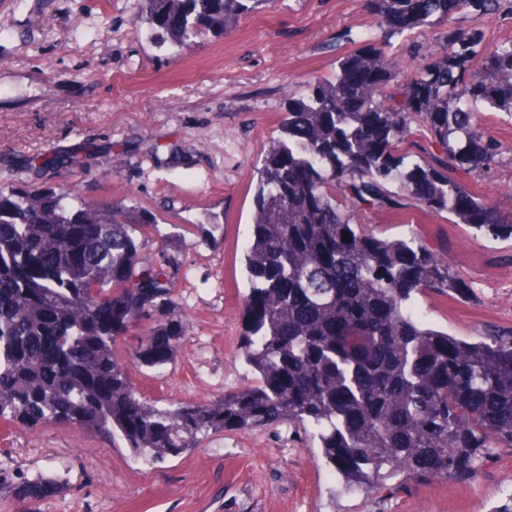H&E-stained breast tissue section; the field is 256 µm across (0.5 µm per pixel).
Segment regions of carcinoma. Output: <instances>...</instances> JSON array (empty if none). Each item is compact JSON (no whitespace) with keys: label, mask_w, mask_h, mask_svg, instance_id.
Returning <instances> with one entry per match:
<instances>
[{"label":"carcinoma","mask_w":512,"mask_h":512,"mask_svg":"<svg viewBox=\"0 0 512 512\" xmlns=\"http://www.w3.org/2000/svg\"><path fill=\"white\" fill-rule=\"evenodd\" d=\"M272 0H139L150 38L178 54L205 31L222 34ZM379 26L403 36L512 0H369ZM288 101L280 135L257 168L245 255L248 292L237 356L255 384L159 407L129 380L116 337L160 319L135 348L145 367L166 365L186 323L176 318L175 258L150 261L141 239L152 219L125 201L101 205L72 187L0 186V420L87 425L152 465L210 433L287 424L319 442L349 491L403 474L422 482L471 480L495 451L512 448V330L467 341L414 311L415 296H463L447 252L414 234L381 237L353 214L415 205L512 239V211L448 174L477 169L503 148L478 114H512V40L489 45L476 28L450 27L439 49L400 75L373 37ZM481 70H472L474 62ZM421 127L438 147L421 165L402 151ZM66 159L20 163L41 173ZM348 238H343V233ZM79 235L83 253L67 239ZM29 498L51 481L17 477Z\"/></svg>","instance_id":"carcinoma-1"}]
</instances>
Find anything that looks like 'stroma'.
<instances>
[{
  "mask_svg": "<svg viewBox=\"0 0 512 512\" xmlns=\"http://www.w3.org/2000/svg\"><path fill=\"white\" fill-rule=\"evenodd\" d=\"M136 0H0V185L76 186L88 200L131 199L158 227L142 252L175 255L178 313L188 322L173 360L129 363L132 385L160 404L251 385L235 355L256 166L278 136L289 97L332 77L374 20L364 0H275L225 34H200L174 56L154 44ZM500 141L489 167H450L485 199L512 204V114L480 116ZM67 157L38 175L19 157ZM389 236L420 231L448 250L465 296H418L427 323L477 340L512 329V239H494L412 202L357 215ZM221 225L212 231L211 222ZM54 479L38 499L18 473ZM512 494V449L472 481L402 476L350 492L310 436L279 425L211 434L193 452L140 466L129 449L76 424L0 422V512H492Z\"/></svg>",
  "mask_w": 512,
  "mask_h": 512,
  "instance_id": "1",
  "label": "stroma"
}]
</instances>
